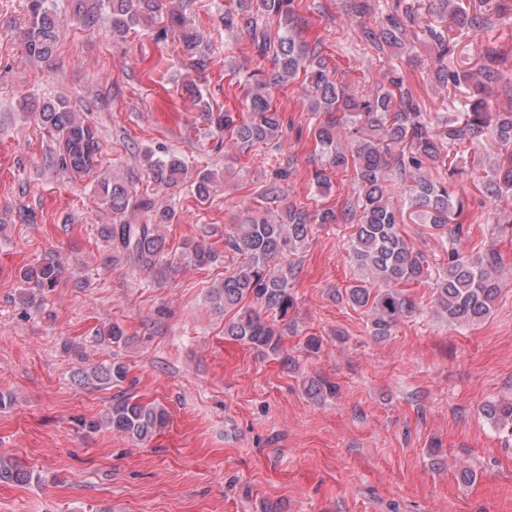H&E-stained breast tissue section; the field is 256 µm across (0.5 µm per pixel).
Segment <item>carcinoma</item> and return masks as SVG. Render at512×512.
<instances>
[{"instance_id":"1","label":"carcinoma","mask_w":512,"mask_h":512,"mask_svg":"<svg viewBox=\"0 0 512 512\" xmlns=\"http://www.w3.org/2000/svg\"><path fill=\"white\" fill-rule=\"evenodd\" d=\"M76 0L75 18L83 25L102 27L112 40L124 39L138 26L154 24L165 17L167 24L157 31L165 39L173 34L182 42L189 66L203 73L209 55L207 37L186 16L185 8L170 7L172 0H95L86 7ZM293 0H241L234 11H226L217 23L224 30L246 32L255 52L270 60L276 70L274 84L302 80L308 110L324 117L314 127L315 146L323 154V167L314 171V184L327 187L330 173L353 169L356 192L340 212L330 208L314 213L294 202L277 211L263 214L249 211L225 239L228 249L241 257L239 264L224 275L220 287L212 291L215 304L224 307V335L264 353L281 354L283 340L290 329L288 314L294 306L291 281L293 264L283 266L286 257L298 254L307 243L311 224H348L353 228L349 244L351 260L359 271L355 284L337 293V299L367 309L372 335L382 339L415 309L402 287L429 276L425 257L412 253L400 233L403 211L391 200V190L399 186L404 201L424 224L443 228L449 224L450 241L460 232L457 220L464 201L456 192L458 153L465 144L488 133L497 152L485 169V190L499 212L512 216V110L492 111L485 93L500 80V56L488 51L475 73L452 68L441 62L450 48L445 33L428 28L438 48L440 63L432 69L431 80L442 87H457L467 81L473 85L464 112L441 123L424 116L402 76L387 77V86L372 98L331 75L318 43L310 44L293 29L271 34L259 23L263 16L289 17ZM435 10L461 28H492L487 15H469L461 0H435ZM408 13L394 9L380 31L365 32L367 41L379 49L402 46ZM60 28L57 13L47 0H28V23L24 33L25 55L33 59L50 57ZM243 112H231L204 103L203 120L235 140L240 150L255 144L279 141L284 136V116L273 104L271 85L264 79L248 83ZM38 125L56 143L50 162L70 178L95 176V193L100 208L112 216L102 226V234L115 253L144 268L156 266L165 253L164 224L174 211L160 207L147 195L137 192L127 181L100 170V143L96 129L81 117L64 98L36 106ZM350 125L353 136L341 142L339 130ZM430 165L448 168V181L434 182L424 175ZM143 167L158 187L174 188L186 183L201 200L209 198L217 173L196 171L175 153L143 154ZM143 212L147 222L132 224L128 215ZM194 263L206 265L216 255L198 243L186 247ZM67 268L58 259L45 260L19 270L20 280L40 295H48L59 285ZM500 261L489 248L480 254L465 255L448 248L447 263L438 271L434 283L433 311L450 321L467 325L483 320L501 291ZM105 382L124 381L126 367L114 362L92 371ZM307 393L321 396L336 393V385L314 378ZM484 414L494 427L512 437V401L490 402ZM168 421L166 409L130 398H119L106 414V424L114 433L133 441L150 438ZM33 471L19 462L0 458V483L27 484Z\"/></svg>"}]
</instances>
